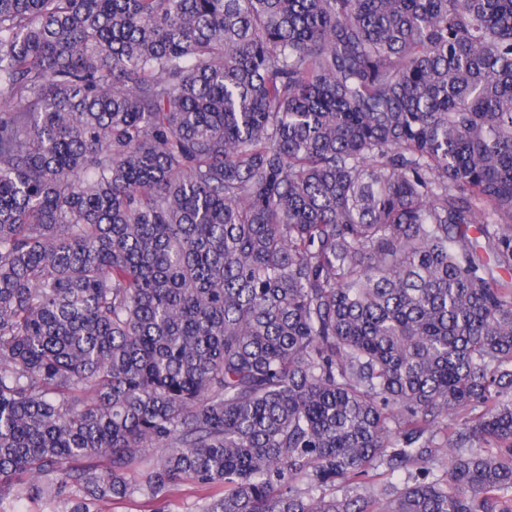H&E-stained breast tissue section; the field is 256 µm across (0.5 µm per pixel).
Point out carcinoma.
<instances>
[{
  "instance_id": "1",
  "label": "carcinoma",
  "mask_w": 512,
  "mask_h": 512,
  "mask_svg": "<svg viewBox=\"0 0 512 512\" xmlns=\"http://www.w3.org/2000/svg\"><path fill=\"white\" fill-rule=\"evenodd\" d=\"M0 101V512H512V0H0Z\"/></svg>"
}]
</instances>
